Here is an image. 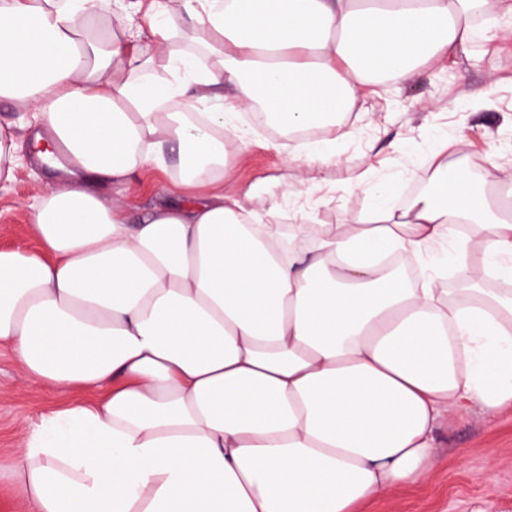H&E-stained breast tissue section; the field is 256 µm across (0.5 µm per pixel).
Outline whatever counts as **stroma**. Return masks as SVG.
I'll return each mask as SVG.
<instances>
[{"label": "stroma", "mask_w": 512, "mask_h": 512, "mask_svg": "<svg viewBox=\"0 0 512 512\" xmlns=\"http://www.w3.org/2000/svg\"><path fill=\"white\" fill-rule=\"evenodd\" d=\"M0 123L13 124L23 157L14 180L0 183V248L34 251L30 207L48 181L34 161L36 126L30 113L13 108L0 110ZM330 137L336 153L322 165L309 160L308 143L291 134L252 132L245 146L230 151L234 173L224 180L225 194L258 210L272 203L285 213L303 208L316 224H355L377 194L402 209L440 146L448 155L465 156L473 174L490 156L512 172V26L469 55L432 60L408 82L384 90L361 87L352 112ZM296 150L301 158L286 165ZM174 179L151 167L138 171L118 200L139 212L172 192ZM68 399V393L26 379L1 349L0 464L20 454L27 431ZM437 441L440 462L428 482L395 488L361 512H512V410L489 418L468 407L438 431Z\"/></svg>", "instance_id": "1"}]
</instances>
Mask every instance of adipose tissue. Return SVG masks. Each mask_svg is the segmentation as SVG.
<instances>
[{
	"instance_id": "ef3b65f1",
	"label": "adipose tissue",
	"mask_w": 512,
	"mask_h": 512,
	"mask_svg": "<svg viewBox=\"0 0 512 512\" xmlns=\"http://www.w3.org/2000/svg\"><path fill=\"white\" fill-rule=\"evenodd\" d=\"M487 2L173 0L160 54L89 31L99 0H0V102L75 161L31 208L39 251L0 249V348L76 395L0 471L23 512H357L433 476L453 411L512 408V289L481 285L512 279L498 166L435 157L343 229L224 192L241 112L332 130L358 86L495 36L512 0ZM171 152L179 201L108 196Z\"/></svg>"
}]
</instances>
